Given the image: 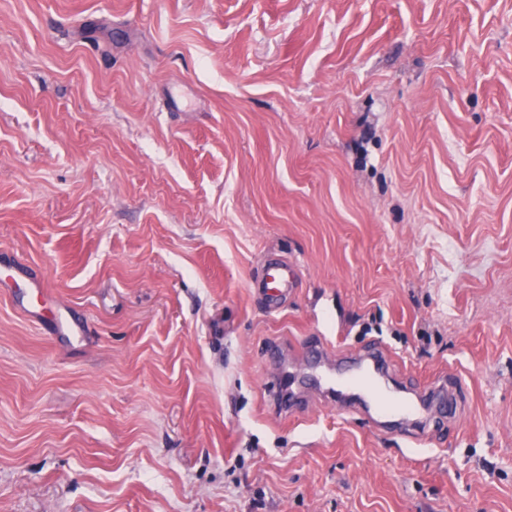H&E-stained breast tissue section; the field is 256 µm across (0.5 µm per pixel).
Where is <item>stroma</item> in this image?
Listing matches in <instances>:
<instances>
[{
	"label": "stroma",
	"instance_id": "35a3bbf8",
	"mask_svg": "<svg viewBox=\"0 0 512 512\" xmlns=\"http://www.w3.org/2000/svg\"><path fill=\"white\" fill-rule=\"evenodd\" d=\"M13 260L86 335L0 292V512H512V0H0ZM312 339L455 417H279ZM298 283V270L287 260L271 255L265 259L261 274L251 283L262 296L267 311H280Z\"/></svg>",
	"mask_w": 512,
	"mask_h": 512
}]
</instances>
